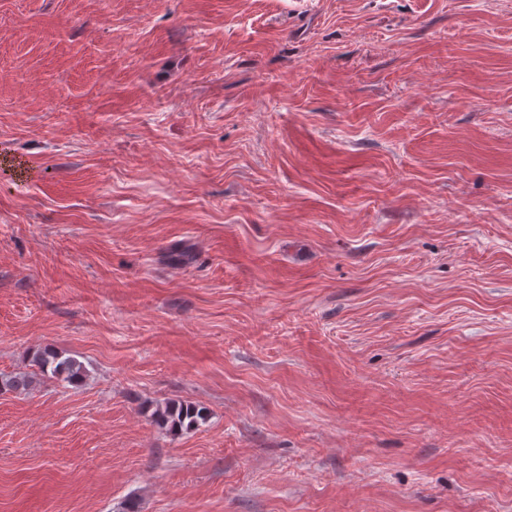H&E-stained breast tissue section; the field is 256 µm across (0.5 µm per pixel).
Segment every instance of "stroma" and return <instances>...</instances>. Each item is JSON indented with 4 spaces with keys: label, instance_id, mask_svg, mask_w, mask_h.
Masks as SVG:
<instances>
[{
    "label": "stroma",
    "instance_id": "35a3bbf8",
    "mask_svg": "<svg viewBox=\"0 0 512 512\" xmlns=\"http://www.w3.org/2000/svg\"><path fill=\"white\" fill-rule=\"evenodd\" d=\"M23 375L0 512H512V0H0ZM33 362H35L42 372L47 371L49 366H52V374L66 375V379L75 380L79 378L82 373V365L80 362L73 358L61 359V355L49 349L39 351ZM204 408L184 401H167L156 405L152 417L161 428L169 427L170 430L191 428L198 424V420H204Z\"/></svg>",
    "mask_w": 512,
    "mask_h": 512
}]
</instances>
